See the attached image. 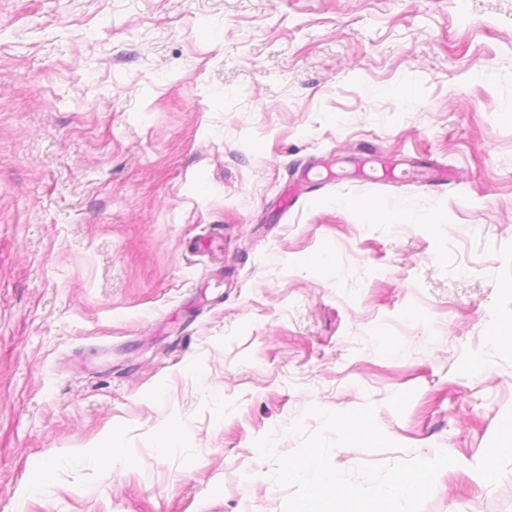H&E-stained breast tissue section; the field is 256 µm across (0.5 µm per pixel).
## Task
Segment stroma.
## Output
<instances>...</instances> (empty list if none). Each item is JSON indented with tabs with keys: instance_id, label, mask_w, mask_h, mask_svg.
Masks as SVG:
<instances>
[{
	"instance_id": "1",
	"label": "stroma",
	"mask_w": 512,
	"mask_h": 512,
	"mask_svg": "<svg viewBox=\"0 0 512 512\" xmlns=\"http://www.w3.org/2000/svg\"><path fill=\"white\" fill-rule=\"evenodd\" d=\"M510 326L512 0H0V512H284L368 402L512 512Z\"/></svg>"
}]
</instances>
